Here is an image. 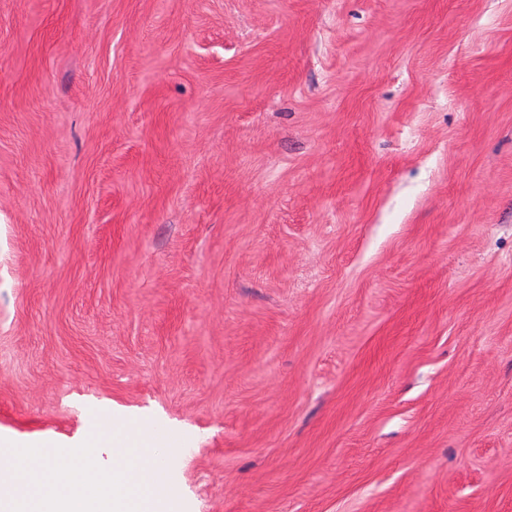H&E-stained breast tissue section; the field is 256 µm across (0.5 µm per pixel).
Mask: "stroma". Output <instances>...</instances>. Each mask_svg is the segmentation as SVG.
<instances>
[{
	"label": "stroma",
	"mask_w": 512,
	"mask_h": 512,
	"mask_svg": "<svg viewBox=\"0 0 512 512\" xmlns=\"http://www.w3.org/2000/svg\"><path fill=\"white\" fill-rule=\"evenodd\" d=\"M108 413L185 512H512V0H0V435Z\"/></svg>",
	"instance_id": "35a3bbf8"
}]
</instances>
